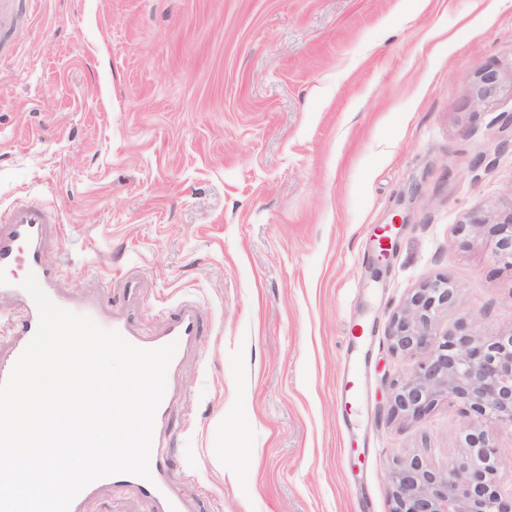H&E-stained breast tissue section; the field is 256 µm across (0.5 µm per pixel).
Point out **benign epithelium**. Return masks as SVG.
I'll return each mask as SVG.
<instances>
[{
  "instance_id": "7a95c632",
  "label": "benign epithelium",
  "mask_w": 512,
  "mask_h": 512,
  "mask_svg": "<svg viewBox=\"0 0 512 512\" xmlns=\"http://www.w3.org/2000/svg\"><path fill=\"white\" fill-rule=\"evenodd\" d=\"M497 86V73L485 70L469 84L468 94L482 101ZM494 235V261L512 270V218L495 225ZM458 295L459 288L445 279L426 281L392 319L393 350L417 358L412 371L392 385L393 412L422 417L449 398L467 418L466 451L447 471L417 457L395 465L392 512H512V499L494 484L501 459L490 438L497 430L512 433V332L491 341L437 336V314Z\"/></svg>"
}]
</instances>
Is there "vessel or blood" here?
Returning <instances> with one entry per match:
<instances>
[{"label": "vessel or blood", "instance_id": "b4317fda", "mask_svg": "<svg viewBox=\"0 0 512 512\" xmlns=\"http://www.w3.org/2000/svg\"><path fill=\"white\" fill-rule=\"evenodd\" d=\"M56 221L54 211L42 202L31 201L12 208L5 224L0 225V295L20 302L24 316L10 325L12 341L7 351L0 352V381L7 378L15 362L33 338L38 326V312L31 296L22 288V273H34L51 300L66 310L91 317L99 326L118 331L129 343L144 349H155L176 343L177 352L170 370H177L183 355L200 334V320L189 307L173 313L166 328L157 334L143 335L135 331L132 317L127 313L104 314L97 299L88 297L74 300L61 295L56 287L57 271L49 264L43 251V242L51 224ZM150 479L118 474L89 484L71 503L69 512H89V506L106 488H129L152 503L155 512H189L169 474L168 458L160 439H153L150 456Z\"/></svg>", "mask_w": 512, "mask_h": 512}]
</instances>
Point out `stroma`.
<instances>
[{
	"instance_id": "1",
	"label": "stroma",
	"mask_w": 512,
	"mask_h": 512,
	"mask_svg": "<svg viewBox=\"0 0 512 512\" xmlns=\"http://www.w3.org/2000/svg\"><path fill=\"white\" fill-rule=\"evenodd\" d=\"M0 45V219L37 199L59 292L137 328L202 324L163 447L194 512H392L466 419L393 413L394 314L460 290L437 334L512 332V0H20ZM500 85L465 86L484 68ZM360 362L357 404L338 387ZM497 86V73L492 70H484L469 84L468 94L473 100L482 101L494 94ZM496 249L494 261L512 270V217L507 222L494 227Z\"/></svg>"
}]
</instances>
